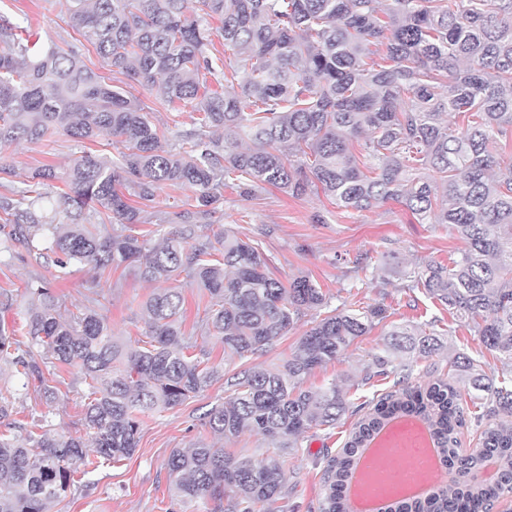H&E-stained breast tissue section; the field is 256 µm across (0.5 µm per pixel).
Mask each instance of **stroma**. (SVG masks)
Listing matches in <instances>:
<instances>
[{
  "instance_id": "1",
  "label": "stroma",
  "mask_w": 512,
  "mask_h": 512,
  "mask_svg": "<svg viewBox=\"0 0 512 512\" xmlns=\"http://www.w3.org/2000/svg\"><path fill=\"white\" fill-rule=\"evenodd\" d=\"M0 15L29 16L32 31L44 40L64 37L69 32L65 0H0ZM109 141V136L103 135L98 143L104 145ZM95 144L81 145L56 136L13 145L5 148L4 153L15 167L14 182L19 185L42 165L67 168L82 151L93 150ZM317 214L323 216V223L314 222ZM212 221L215 228L262 240L266 253L274 258L276 276L284 280L310 277L327 294L330 307L384 308V318L375 321L366 336L357 339L335 361L315 370L304 382L310 389L336 382L346 391L352 412L371 398L374 390L389 391L391 380L371 387L362 384L361 379L374 355L384 348L390 332L399 326L434 330L443 345L433 359L415 358V381H424L428 362L447 368L452 351L479 358L487 375L498 377L506 372L498 353L486 349L467 326L454 321L421 290L411 291L403 286L404 270L431 261L447 262L450 253L463 248V241L449 225L415 223L411 214L394 202L370 211L346 213L316 188L297 198L274 188L249 194L228 188L215 205ZM93 277L92 270L80 265L71 266L67 278L61 280L53 264L37 262L26 255L1 259L0 294H8L9 301L0 303V325L9 330L19 326L27 306L26 284L38 279L50 284L69 310L95 308L115 335L141 338L145 331L142 304L152 292V285L129 270L108 274L105 298L95 305L88 290ZM183 295L186 313L182 331L197 349L209 355L212 363L223 369V378L183 406L146 417L139 445L131 458L89 474L88 479L94 484L92 490L85 494L77 490L68 493L52 503L49 512H184L183 505L173 503L169 494L167 457L174 448L213 442V435L201 427L198 417L224 399L225 379L239 370L240 363L225 353L220 341L196 326L198 317L204 313L207 294L187 288ZM57 374L53 404H46L32 392L20 398L17 408L26 414L50 411L54 432L82 435L84 387L78 383L73 368L58 367ZM353 422L351 413L336 426L313 430L300 448L288 453V488L276 504L278 512H320L324 458L339 452Z\"/></svg>"
}]
</instances>
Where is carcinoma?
Returning a JSON list of instances; mask_svg holds the SVG:
<instances>
[{"instance_id":"carcinoma-1","label":"carcinoma","mask_w":512,"mask_h":512,"mask_svg":"<svg viewBox=\"0 0 512 512\" xmlns=\"http://www.w3.org/2000/svg\"><path fill=\"white\" fill-rule=\"evenodd\" d=\"M76 37L42 45L25 16H0V148L61 134L118 139L116 157L85 155L62 173L46 165L26 187L0 195V255L25 248L63 276L72 265L96 272L121 267L145 282L172 283L143 304L147 330L135 341L112 334L86 311L62 318V299L43 281L26 288L21 335L0 325V369L54 394L41 365L73 367L86 386L82 437L51 433L50 412L19 422L17 391L0 389V512H47L67 496L74 475L129 458L142 417L183 405L218 370L195 354L181 330L182 288L205 291L201 328L245 363L288 334L306 311H326L280 363L244 367L226 380L231 394L199 416L220 438L245 431L276 452L238 457L198 444L171 450V499L226 501L224 512H275L288 482L284 457L311 429L332 427L348 403L335 384L302 387L317 368L366 335L385 309H328L309 277L274 275L262 242L229 229L212 235L216 202L226 187L267 186L299 196L319 186L344 211L387 201L420 224H447L466 247L444 265L406 273L481 343L512 364V164L489 146L512 139V0H66ZM227 61L212 54L209 20ZM89 43L126 85L155 101L191 107L190 128L160 127L151 107L84 62ZM229 91L207 87L208 80ZM239 87L236 93L232 88ZM471 116L450 125L448 116ZM67 187L44 205V187ZM166 185L194 190L192 208L155 215ZM111 224L102 235L97 226ZM141 224L155 229L142 234ZM373 357L362 382L393 378L373 394L343 447L324 469L320 512H347L343 489L358 449L392 414L416 412L434 430L452 476L401 512H486L512 494V385L487 376L466 353L448 357V374L426 368L412 381L416 352L437 351L432 333L397 327ZM38 348L36 361L32 348ZM481 393L479 446L459 448L467 424L463 391Z\"/></svg>"}]
</instances>
